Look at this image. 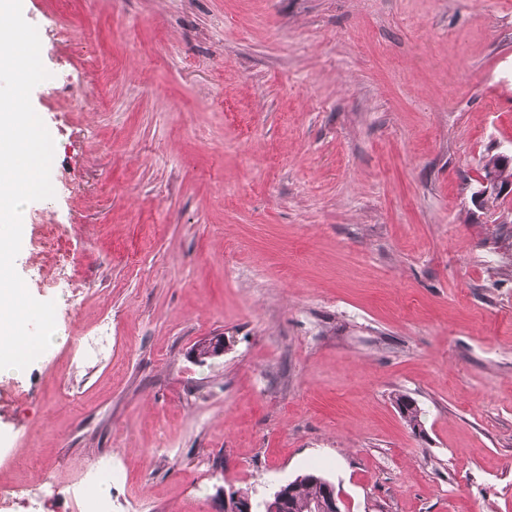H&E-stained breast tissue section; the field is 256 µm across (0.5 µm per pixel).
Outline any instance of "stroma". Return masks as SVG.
Masks as SVG:
<instances>
[{
	"label": "stroma",
	"mask_w": 512,
	"mask_h": 512,
	"mask_svg": "<svg viewBox=\"0 0 512 512\" xmlns=\"http://www.w3.org/2000/svg\"><path fill=\"white\" fill-rule=\"evenodd\" d=\"M50 83L58 343L0 373V493L217 512L317 469L345 512H512V0H22ZM112 350L85 357L102 321ZM230 338L197 363L199 342ZM414 399L422 426L401 417ZM483 170L484 178H488L491 175H495L496 178L501 181L503 187L512 184V165L511 167L500 165L497 154L490 156V158L484 164ZM492 186H494V182H491L490 178L481 180L480 186L474 191V202L478 203L481 198V195L485 191L486 193L489 192ZM112 483V468L104 464H98L91 469L90 477L83 485L80 495L84 502L85 512H107L99 511L103 501L101 488ZM219 494L223 501V508L217 512H253L251 497L233 489L229 492L220 489Z\"/></svg>",
	"instance_id": "35a3bbf8"
}]
</instances>
